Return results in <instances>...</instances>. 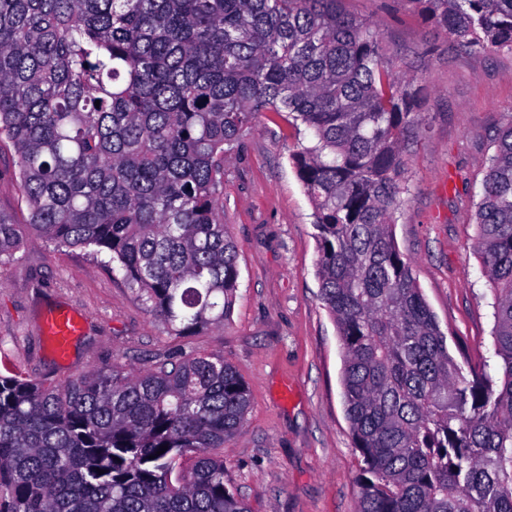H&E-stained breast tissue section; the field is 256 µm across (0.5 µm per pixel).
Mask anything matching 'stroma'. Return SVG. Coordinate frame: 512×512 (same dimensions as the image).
<instances>
[{"mask_svg":"<svg viewBox=\"0 0 512 512\" xmlns=\"http://www.w3.org/2000/svg\"><path fill=\"white\" fill-rule=\"evenodd\" d=\"M423 79L422 131L392 226L399 251L447 337L471 366L494 352V296L475 252L472 201L500 131L512 123V53L462 50L409 0H342ZM298 137L266 113L224 161V222L239 251L236 297L219 327L169 335L90 251L27 237L0 267V374L63 385L91 370L138 371L162 358L215 354L251 392L242 429L221 453L252 512H358L359 453L343 398L338 329L320 298L313 205L290 156ZM10 142H0V211L25 223ZM67 306L84 319L57 362L43 317Z\"/></svg>","mask_w":512,"mask_h":512,"instance_id":"35a3bbf8","label":"stroma"}]
</instances>
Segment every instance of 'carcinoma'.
<instances>
[{
  "mask_svg": "<svg viewBox=\"0 0 512 512\" xmlns=\"http://www.w3.org/2000/svg\"><path fill=\"white\" fill-rule=\"evenodd\" d=\"M409 2L465 49L512 52V0ZM421 91L341 0H0V138L28 229L109 256L172 335L221 326L239 276L224 158L260 114H288L311 136L291 160L344 351L359 512H512V124L474 203L494 377L449 354L394 241ZM22 244L0 213V266ZM249 405L213 354L63 387L0 376V512H250L215 452Z\"/></svg>",
  "mask_w": 512,
  "mask_h": 512,
  "instance_id": "obj_1",
  "label": "carcinoma"
}]
</instances>
